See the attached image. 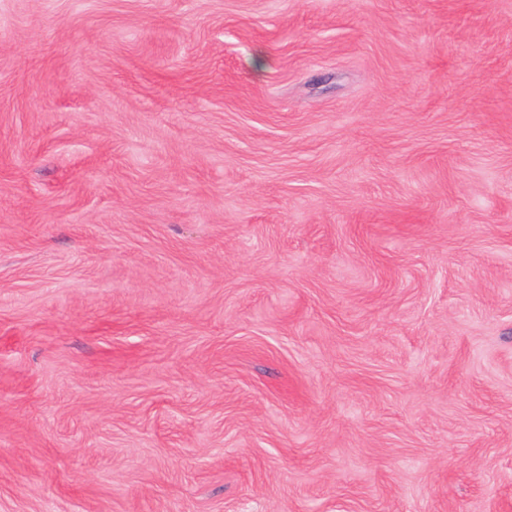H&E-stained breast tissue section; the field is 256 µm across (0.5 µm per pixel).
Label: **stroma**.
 <instances>
[{"mask_svg":"<svg viewBox=\"0 0 512 512\" xmlns=\"http://www.w3.org/2000/svg\"><path fill=\"white\" fill-rule=\"evenodd\" d=\"M0 512H512V0H0Z\"/></svg>","mask_w":512,"mask_h":512,"instance_id":"35a3bbf8","label":"stroma"}]
</instances>
